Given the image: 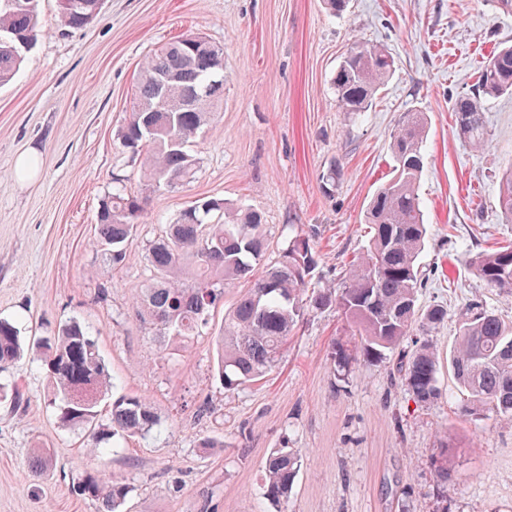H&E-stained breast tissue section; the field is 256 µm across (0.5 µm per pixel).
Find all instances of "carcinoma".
<instances>
[{
  "label": "carcinoma",
  "mask_w": 512,
  "mask_h": 512,
  "mask_svg": "<svg viewBox=\"0 0 512 512\" xmlns=\"http://www.w3.org/2000/svg\"><path fill=\"white\" fill-rule=\"evenodd\" d=\"M101 7L102 0H57L58 20L65 27L82 28L97 19ZM41 29L39 0H0V85L12 80L23 51ZM222 63L224 48L199 33L166 42L145 57L134 109L118 139L131 156L144 157V177L152 192L170 189L193 172L196 161L188 144L224 100ZM490 64L482 70L477 90L454 105L456 134L474 150L487 143L484 102L512 93V47L494 54ZM392 67L385 49L354 40L333 81L339 108L368 111ZM166 72L179 74L180 81L164 97L158 78ZM426 130L422 112H406L399 120L391 138L393 175L366 209L368 247L337 285L309 289L318 265L310 236L297 233L288 238L277 259L267 262L262 215L209 199L185 209L147 248L152 278L142 289V313L158 335L187 348L209 326L224 300V289L238 279H252L225 314L224 334L216 342L218 376L227 391L272 371L311 308L334 306L345 318L350 341L334 344L331 351L339 373L353 364L385 359L416 330L417 348L408 355L402 384L420 406L433 405L440 392L429 332L444 320L446 310L436 305L423 311L418 306V293L429 280L420 262L427 229L418 194ZM499 206L511 224L512 171L502 180ZM146 214V197L124 189L102 203L98 244L112 266L124 262ZM467 263L487 286L512 294V244L471 254ZM36 345L54 389L50 402L62 425L86 428L98 441L141 435L158 425L152 405L128 395L112 401L108 427L97 425L96 407L108 375L97 344L79 322L39 337ZM20 351L16 326L0 320V368L13 364ZM449 363L458 385L468 393L462 415L480 417L493 411L512 421V322L492 309H467ZM297 468L295 453L273 451L265 464V494L275 500L288 497ZM77 488L100 504L99 512H119L130 491L122 480L104 481L88 471Z\"/></svg>",
  "instance_id": "cac0c4a2"
}]
</instances>
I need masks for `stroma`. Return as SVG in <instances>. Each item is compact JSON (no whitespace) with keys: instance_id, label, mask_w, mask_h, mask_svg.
<instances>
[{"instance_id":"35a3bbf8","label":"stroma","mask_w":512,"mask_h":512,"mask_svg":"<svg viewBox=\"0 0 512 512\" xmlns=\"http://www.w3.org/2000/svg\"><path fill=\"white\" fill-rule=\"evenodd\" d=\"M43 31L15 78L0 86V318L25 339L0 371V512H97L80 494L84 471L120 478L121 512H512V423L459 412L448 365L461 314L477 303L512 320V296L468 271L474 253L512 242L498 204L512 170V94L488 99L486 147L455 133L454 103L474 90L495 49L512 45V8L500 0H104L99 18L73 29L56 0H40ZM189 32L224 47V104L197 136L189 184L151 194L120 267L98 247L96 215L117 187L141 191L139 159L117 140L133 107L140 63ZM385 47L393 70L372 108L336 104L333 77L347 46ZM425 112L428 133L418 193L430 280L421 308L447 315L431 333L440 396L430 407L406 394L396 359L338 376L330 359L345 338L333 307L314 310L276 368L225 392L213 367L224 324L186 349L141 317L151 277L146 250L193 202L219 198L263 216L270 250L311 235L313 281L338 283L368 240L364 211L391 174V134L403 112ZM28 159L21 169L19 159ZM336 169L335 186L323 173ZM79 321L96 342L113 395L147 398L160 424L96 443L60 425L52 388L30 337ZM20 390L21 403L10 394ZM448 441V483L431 464ZM295 450L287 499L264 494L265 464ZM49 463L30 471L36 452Z\"/></svg>"}]
</instances>
